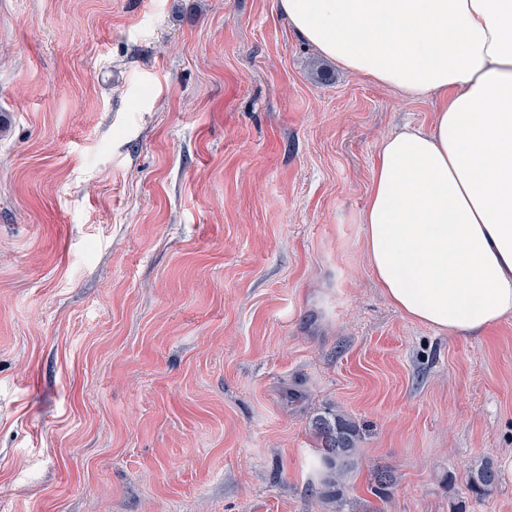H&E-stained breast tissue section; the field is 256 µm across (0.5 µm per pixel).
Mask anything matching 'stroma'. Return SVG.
<instances>
[{
    "instance_id": "obj_1",
    "label": "stroma",
    "mask_w": 512,
    "mask_h": 512,
    "mask_svg": "<svg viewBox=\"0 0 512 512\" xmlns=\"http://www.w3.org/2000/svg\"><path fill=\"white\" fill-rule=\"evenodd\" d=\"M432 116L278 0H0V512H512V318L438 333L366 259L379 145ZM311 426L318 443V461L326 474L321 495L341 505L343 480L354 465L359 429L332 409L316 415ZM498 471L493 462L482 461L470 468L467 475L466 490L476 495H485L497 484Z\"/></svg>"
}]
</instances>
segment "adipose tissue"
<instances>
[{"label": "adipose tissue", "mask_w": 512, "mask_h": 512, "mask_svg": "<svg viewBox=\"0 0 512 512\" xmlns=\"http://www.w3.org/2000/svg\"><path fill=\"white\" fill-rule=\"evenodd\" d=\"M344 69L429 100L386 137L361 212L369 267L407 319L483 335L512 317V0H278Z\"/></svg>", "instance_id": "ef3b65f1"}]
</instances>
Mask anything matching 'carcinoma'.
Segmentation results:
<instances>
[{
  "label": "carcinoma",
  "mask_w": 512,
  "mask_h": 512,
  "mask_svg": "<svg viewBox=\"0 0 512 512\" xmlns=\"http://www.w3.org/2000/svg\"><path fill=\"white\" fill-rule=\"evenodd\" d=\"M312 430L317 439L318 461L325 471L321 495L326 500L342 504L344 496V477L354 465L357 452L359 429L352 422L333 410L324 411L312 419ZM498 471L493 462L485 460L470 468L467 475L466 490L484 495L497 484ZM393 476L380 473L375 478L373 494L384 501L388 498V489L393 485Z\"/></svg>",
  "instance_id": "carcinoma-1"
}]
</instances>
